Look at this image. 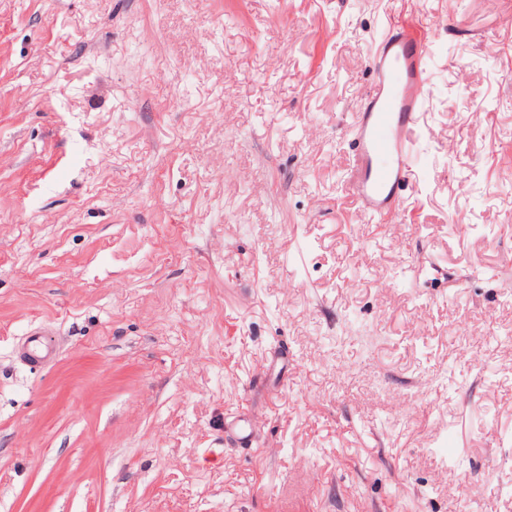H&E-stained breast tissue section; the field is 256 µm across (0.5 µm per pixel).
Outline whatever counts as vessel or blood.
<instances>
[{
  "mask_svg": "<svg viewBox=\"0 0 512 512\" xmlns=\"http://www.w3.org/2000/svg\"><path fill=\"white\" fill-rule=\"evenodd\" d=\"M388 28V37L371 59V87L346 130L355 157L350 188L372 222L397 217L400 194L416 191L411 155L427 102L423 58L429 38L407 12L392 16ZM20 356L47 366L56 361L58 347L46 333L36 332Z\"/></svg>",
  "mask_w": 512,
  "mask_h": 512,
  "instance_id": "vessel-or-blood-1",
  "label": "vessel or blood"
}]
</instances>
